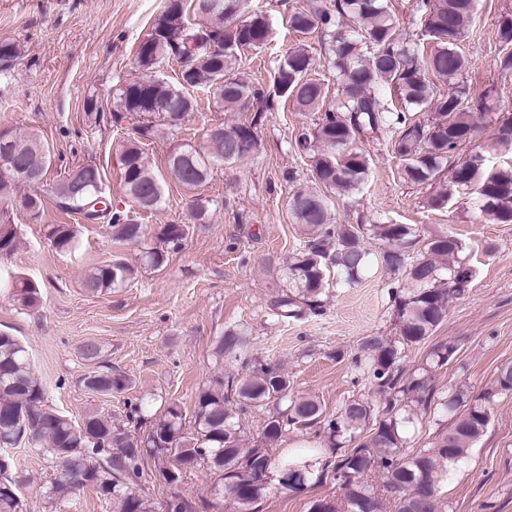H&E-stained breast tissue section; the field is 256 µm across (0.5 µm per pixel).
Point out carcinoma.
<instances>
[{
    "label": "carcinoma",
    "instance_id": "1",
    "mask_svg": "<svg viewBox=\"0 0 512 512\" xmlns=\"http://www.w3.org/2000/svg\"><path fill=\"white\" fill-rule=\"evenodd\" d=\"M415 10L424 17L425 31L433 42L429 53L410 47L397 33L385 0H307L304 8L289 16L298 32L316 31L328 40L331 65L339 75L341 94L323 108L324 86L308 77L315 65L313 53L304 46L291 49L274 70L273 86L278 97L291 101L301 112L323 111L314 127L301 132L296 145L311 161L313 190H298L291 203L294 223L303 227L307 240L288 258L292 291L276 304L278 315L298 318L323 307L322 295L330 281V270L344 274L355 283L369 265L370 250L365 232L383 242L382 265L391 273H404L402 286L393 287L399 337L394 343L382 336H368L360 343L355 364L362 378L383 396L379 418L364 399H351L329 415L313 398H291L292 382L280 364L254 361L242 380L220 378L201 389L194 402L193 428H185L186 414L171 402L164 418L141 437L112 418L89 409L82 419L73 420L49 404L46 388L35 375L27 349L15 336L0 332V451L30 446L47 458L56 474L43 487L46 507L90 486L103 497L112 512H149L144 498L136 493L141 485L142 461L157 463V479L176 485L183 474L204 463L215 475L211 507L222 512H253L265 495L270 469L277 468L279 483L287 489H301L313 474L314 464L290 458L274 461L271 450L288 429H314L327 448L355 442L351 452L333 467L334 479L345 488L340 503L318 499L310 512H380L379 490L361 481L369 471L384 476L383 489L396 494L395 512H438V485L449 469L461 460L483 434L489 414L486 406L469 400L458 390L432 404L435 388L432 369L446 365L454 350L438 344L429 353L427 366L408 377L398 368L397 344L421 345L433 336L448 315L449 302L463 295L473 271L457 260L463 252L457 237L447 232L430 236L424 253L407 262L416 244L408 224H335L330 212L331 196L349 195L364 182L369 159L354 144L361 137L389 138L391 148L403 162L402 175L414 184L439 183L429 197L430 208L446 207L458 188L472 190L481 211L495 224H512V165L483 169L478 154L450 161L459 147L472 142L479 130L478 117H486V95L472 96L454 80L465 68L458 52L464 28L471 18L473 0H415ZM199 23L187 20L188 12ZM271 35L265 14L248 11V0H166L147 37L137 49L141 75L115 91L113 117L124 113L143 119L137 134L151 136L154 122L166 126L181 124L194 111L189 89L205 85L213 90L224 110L241 112L250 101L262 102L257 118L271 109V96L254 87L245 75L232 71L237 53L244 48L259 49ZM500 53L495 68L512 74V14L499 18ZM19 41H0V73L10 71L22 58ZM181 65L178 82L163 79L144 84L149 71L168 59ZM448 80V93L435 94L428 73ZM392 85L403 103L432 110L428 119L408 111L392 112L381 106L376 88ZM493 139L512 143V117L493 120ZM257 122L222 124L211 128L206 144L198 149L182 145L168 156V174L179 185L194 191L203 186L214 169L241 162L257 149ZM8 147L0 145V255L12 254L19 243L12 214L18 210L37 223L44 205L37 192L38 179H23L28 172L45 178L51 165L49 146L35 134L3 129ZM123 188L140 209H161L160 179L136 139L126 141L119 155ZM29 191L19 193L20 187ZM53 193L61 208L90 218L91 212L112 213L106 231L116 244L145 246L151 267H162L171 254L182 250L187 236L184 224H135L120 211L111 212L105 196L101 170L95 164L74 167L59 180ZM217 201L196 195L191 221L211 223ZM48 239L57 250L74 253L79 247L78 230L72 224H52ZM138 269L122 259L91 268L83 283L91 294H106L133 280ZM7 286L23 310L40 304L38 284L23 276L7 273ZM249 341L241 330L224 332L216 346L220 356L247 355ZM83 358L99 365L81 381L89 391L102 396L121 393L128 380L99 364L100 346L92 341L81 347ZM432 406L452 421L435 436L428 448L406 451L403 433L410 417L403 415L406 404ZM275 406L262 429V444L243 446L236 412ZM372 433L364 435L367 425ZM20 482L0 466V512H23L18 491Z\"/></svg>",
    "mask_w": 512,
    "mask_h": 512
}]
</instances>
